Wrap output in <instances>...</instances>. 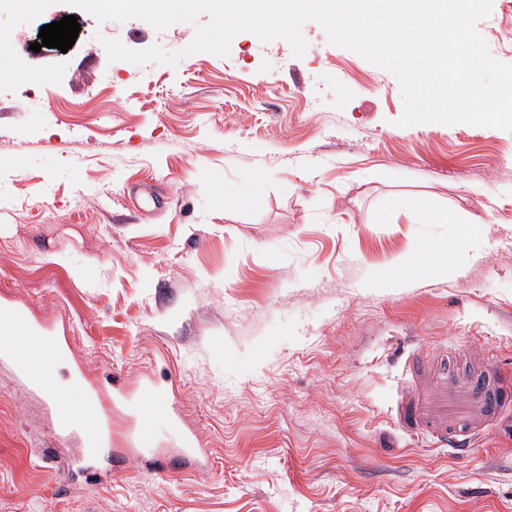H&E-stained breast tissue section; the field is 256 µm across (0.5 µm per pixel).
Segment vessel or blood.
Returning a JSON list of instances; mask_svg holds the SVG:
<instances>
[{
  "mask_svg": "<svg viewBox=\"0 0 512 512\" xmlns=\"http://www.w3.org/2000/svg\"><path fill=\"white\" fill-rule=\"evenodd\" d=\"M21 332L41 339L46 336L45 327L33 322L21 308L0 303V364L10 366L47 400L60 433L83 434L86 454L74 460L66 478H87L95 462L112 453L104 426H85L86 419L100 408L102 389L98 382H89L85 408L69 404L51 376V359L32 366L27 349L12 343V336ZM407 374L394 413L397 427L414 440L456 455L471 451L473 442L512 407V386L487 368L457 378L449 376L447 364L428 368L414 358L407 364Z\"/></svg>",
  "mask_w": 512,
  "mask_h": 512,
  "instance_id": "1",
  "label": "vessel or blood"
}]
</instances>
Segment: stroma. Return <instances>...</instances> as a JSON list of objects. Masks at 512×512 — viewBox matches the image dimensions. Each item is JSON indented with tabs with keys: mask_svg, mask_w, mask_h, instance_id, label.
Here are the masks:
<instances>
[{
	"mask_svg": "<svg viewBox=\"0 0 512 512\" xmlns=\"http://www.w3.org/2000/svg\"><path fill=\"white\" fill-rule=\"evenodd\" d=\"M70 15L68 52L31 50ZM208 21L159 31L57 0L11 34L27 64L66 70L0 92V301L70 322L61 388L77 362L127 392L153 381L165 410L145 431L113 408L111 483L72 484L82 437L60 442L0 364V512H512V419L453 458L393 414L412 354L512 379V132L396 126L395 76L314 21L300 58L249 32L174 66L102 44L176 52ZM478 29L512 63L504 0ZM461 210L480 253L410 221ZM425 239L450 240L453 276L374 287ZM190 433L199 466L175 453Z\"/></svg>",
	"mask_w": 512,
	"mask_h": 512,
	"instance_id": "obj_1",
	"label": "stroma"
}]
</instances>
